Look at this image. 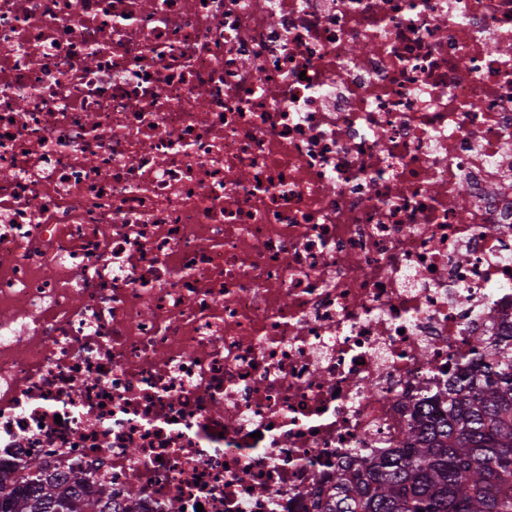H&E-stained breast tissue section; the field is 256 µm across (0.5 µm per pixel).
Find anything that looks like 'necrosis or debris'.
Here are the masks:
<instances>
[{"instance_id": "4bbe7bcc", "label": "necrosis or debris", "mask_w": 512, "mask_h": 512, "mask_svg": "<svg viewBox=\"0 0 512 512\" xmlns=\"http://www.w3.org/2000/svg\"><path fill=\"white\" fill-rule=\"evenodd\" d=\"M512 325V0H0V466L308 512Z\"/></svg>"}]
</instances>
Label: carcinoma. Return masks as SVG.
Segmentation results:
<instances>
[{
  "label": "carcinoma",
  "instance_id": "carcinoma-1",
  "mask_svg": "<svg viewBox=\"0 0 512 512\" xmlns=\"http://www.w3.org/2000/svg\"><path fill=\"white\" fill-rule=\"evenodd\" d=\"M472 340L480 362L423 401L399 447L370 459L348 449L319 512H512V334ZM111 500L38 458L18 476L0 471V512H108Z\"/></svg>",
  "mask_w": 512,
  "mask_h": 512
}]
</instances>
